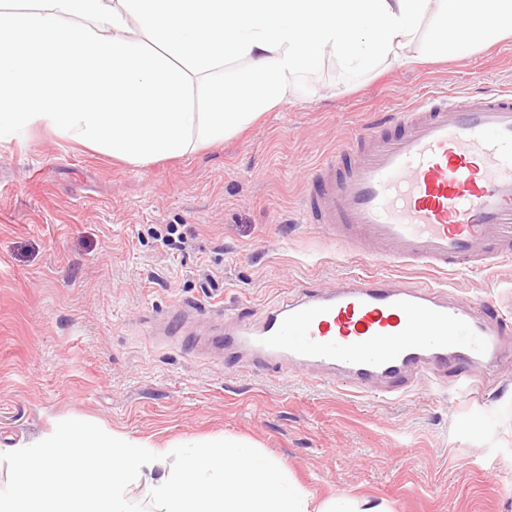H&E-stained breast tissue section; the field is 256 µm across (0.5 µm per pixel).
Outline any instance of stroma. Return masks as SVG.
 I'll return each instance as SVG.
<instances>
[{"mask_svg":"<svg viewBox=\"0 0 512 512\" xmlns=\"http://www.w3.org/2000/svg\"><path fill=\"white\" fill-rule=\"evenodd\" d=\"M512 87V40L445 63L391 67L343 84L326 58L304 98L223 143L128 163L46 128L0 143V447L60 421L101 423L156 447L233 435L282 461L317 500L389 512H512V363L479 391L453 371L379 400L206 355L213 331L164 336L192 303L261 316L312 284L396 268L298 221L321 159L436 89ZM180 225L189 247L156 241ZM455 298H512V265L451 278Z\"/></svg>","mask_w":512,"mask_h":512,"instance_id":"35a3bbf8","label":"stroma"}]
</instances>
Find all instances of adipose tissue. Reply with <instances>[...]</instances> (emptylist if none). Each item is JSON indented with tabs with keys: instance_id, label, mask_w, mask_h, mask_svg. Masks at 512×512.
<instances>
[{
	"instance_id": "ef3b65f1",
	"label": "adipose tissue",
	"mask_w": 512,
	"mask_h": 512,
	"mask_svg": "<svg viewBox=\"0 0 512 512\" xmlns=\"http://www.w3.org/2000/svg\"><path fill=\"white\" fill-rule=\"evenodd\" d=\"M465 17L482 24L456 38ZM506 37L512 0L0 2V140L44 127L133 163L178 157L307 95L326 56L349 82Z\"/></svg>"
}]
</instances>
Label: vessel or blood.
I'll return each instance as SVG.
<instances>
[{"instance_id":"1","label":"vessel or blood","mask_w":512,"mask_h":512,"mask_svg":"<svg viewBox=\"0 0 512 512\" xmlns=\"http://www.w3.org/2000/svg\"><path fill=\"white\" fill-rule=\"evenodd\" d=\"M299 221L325 238L370 244L379 258L437 272L512 263V89L434 91L327 155L309 177ZM512 307L452 301L443 284L370 274L308 286L237 315L224 348L257 368H314L327 382L386 399L415 381L498 365Z\"/></svg>"}]
</instances>
